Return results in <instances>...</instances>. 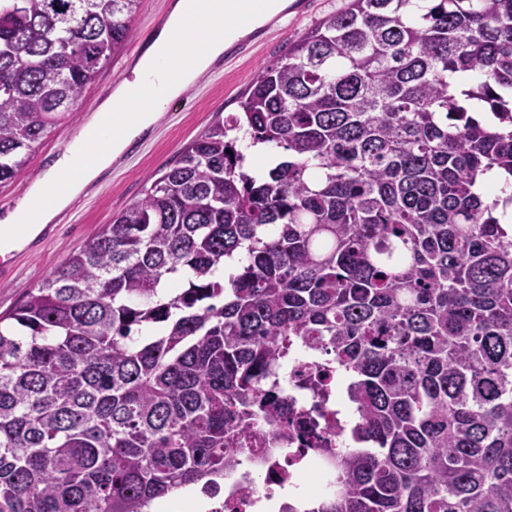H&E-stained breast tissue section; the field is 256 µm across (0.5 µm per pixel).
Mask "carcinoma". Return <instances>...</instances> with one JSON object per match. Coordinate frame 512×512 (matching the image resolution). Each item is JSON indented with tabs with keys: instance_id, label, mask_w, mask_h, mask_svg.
<instances>
[{
	"instance_id": "cac0c4a2",
	"label": "carcinoma",
	"mask_w": 512,
	"mask_h": 512,
	"mask_svg": "<svg viewBox=\"0 0 512 512\" xmlns=\"http://www.w3.org/2000/svg\"><path fill=\"white\" fill-rule=\"evenodd\" d=\"M138 3L0 0V184ZM239 107L0 327V512H146L296 440L336 471L305 512H512V0H350ZM300 342L353 421L288 417Z\"/></svg>"
}]
</instances>
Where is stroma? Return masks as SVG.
Returning a JSON list of instances; mask_svg holds the SVG:
<instances>
[{"label": "stroma", "mask_w": 512, "mask_h": 512, "mask_svg": "<svg viewBox=\"0 0 512 512\" xmlns=\"http://www.w3.org/2000/svg\"><path fill=\"white\" fill-rule=\"evenodd\" d=\"M277 29L249 53L225 62L223 69L203 72L182 97L174 112L159 114L154 125L122 163L110 165L88 183L77 201L54 218L55 237L39 251L19 256L7 280H0V315L19 306L27 294L64 259L77 252L105 224L142 198L161 171L172 167L185 145L201 135L216 117L237 111L238 98L252 75L277 61L307 30L340 11L346 0H296ZM175 0H141L124 48L100 69L82 96L77 112L52 129L13 183L0 187V210L24 197L29 187L68 150L83 125L114 92L123 77L132 75L147 47L158 36Z\"/></svg>", "instance_id": "1"}]
</instances>
